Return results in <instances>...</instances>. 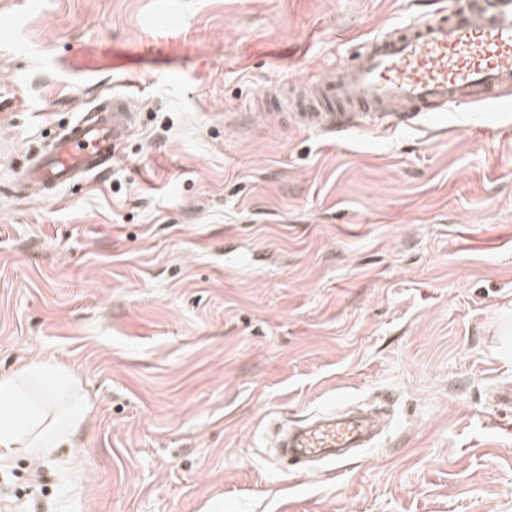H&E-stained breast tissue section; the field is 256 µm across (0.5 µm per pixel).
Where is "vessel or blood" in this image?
Segmentation results:
<instances>
[{"instance_id":"1","label":"vessel or blood","mask_w":512,"mask_h":512,"mask_svg":"<svg viewBox=\"0 0 512 512\" xmlns=\"http://www.w3.org/2000/svg\"><path fill=\"white\" fill-rule=\"evenodd\" d=\"M398 104L413 122L437 121L465 105L512 112V0H471L466 9L436 12L371 40L307 90L302 110L311 127L332 132L389 117ZM131 120L120 96L81 113L17 173V189L50 197L102 173L112 164L108 145L126 139ZM376 426L374 419L335 412L307 418L283 435L284 458L294 468L342 460Z\"/></svg>"}]
</instances>
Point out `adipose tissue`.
<instances>
[{"label":"adipose tissue","instance_id":"adipose-tissue-1","mask_svg":"<svg viewBox=\"0 0 512 512\" xmlns=\"http://www.w3.org/2000/svg\"><path fill=\"white\" fill-rule=\"evenodd\" d=\"M88 412L78 378L52 359L0 374V467L21 450L36 461L53 456Z\"/></svg>","mask_w":512,"mask_h":512}]
</instances>
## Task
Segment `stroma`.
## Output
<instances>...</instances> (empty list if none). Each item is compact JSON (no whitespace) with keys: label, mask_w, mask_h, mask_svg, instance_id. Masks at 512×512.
<instances>
[{"label":"stroma","mask_w":512,"mask_h":512,"mask_svg":"<svg viewBox=\"0 0 512 512\" xmlns=\"http://www.w3.org/2000/svg\"><path fill=\"white\" fill-rule=\"evenodd\" d=\"M448 0H0V374L89 401L0 512H512V112L298 124V81ZM125 95L110 170L16 166ZM259 252L228 269L225 251ZM382 431L340 471L271 439L334 402Z\"/></svg>","instance_id":"1"}]
</instances>
